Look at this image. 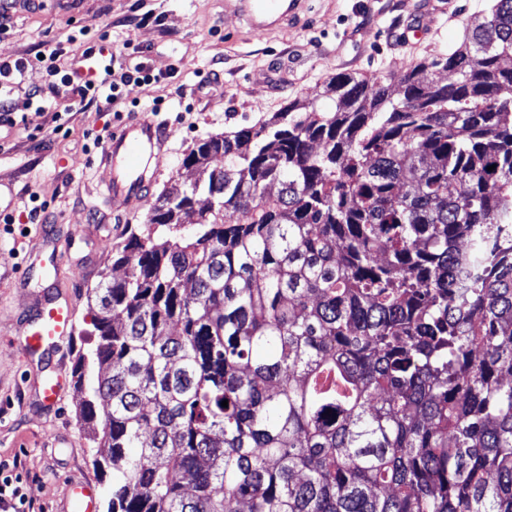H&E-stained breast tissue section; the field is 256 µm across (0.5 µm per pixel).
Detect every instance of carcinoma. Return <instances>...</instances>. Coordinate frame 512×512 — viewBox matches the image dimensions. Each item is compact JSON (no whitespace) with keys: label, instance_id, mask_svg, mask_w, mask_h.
Masks as SVG:
<instances>
[{"label":"carcinoma","instance_id":"cac0c4a2","mask_svg":"<svg viewBox=\"0 0 512 512\" xmlns=\"http://www.w3.org/2000/svg\"><path fill=\"white\" fill-rule=\"evenodd\" d=\"M467 41L185 155L76 368L106 512H512V0Z\"/></svg>","mask_w":512,"mask_h":512}]
</instances>
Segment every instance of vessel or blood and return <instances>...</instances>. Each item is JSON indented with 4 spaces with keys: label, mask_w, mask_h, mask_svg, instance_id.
<instances>
[{
    "label": "vessel or blood",
    "mask_w": 512,
    "mask_h": 512,
    "mask_svg": "<svg viewBox=\"0 0 512 512\" xmlns=\"http://www.w3.org/2000/svg\"><path fill=\"white\" fill-rule=\"evenodd\" d=\"M233 14L241 17L253 31H268L291 20L303 0H227ZM169 124L156 115L146 114L119 122L92 165L99 180V194L113 213H121L133 202L145 199L158 179L152 161L167 150ZM74 302L58 300L43 292L31 315L21 324L16 336H0L20 352L52 350L73 335ZM67 375L55 368L39 387L42 402L56 406L64 392ZM70 512H97L96 486L84 479L71 480L66 486Z\"/></svg>",
    "instance_id": "obj_1"
}]
</instances>
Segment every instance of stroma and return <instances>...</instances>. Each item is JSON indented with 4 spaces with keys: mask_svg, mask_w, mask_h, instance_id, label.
I'll use <instances>...</instances> for the list:
<instances>
[{
    "mask_svg": "<svg viewBox=\"0 0 512 512\" xmlns=\"http://www.w3.org/2000/svg\"><path fill=\"white\" fill-rule=\"evenodd\" d=\"M494 0H308L293 24L269 33H249L245 23L226 13L224 0H44L41 9L17 13L0 48L17 57L45 45L66 43L80 27L91 37L109 33L114 66L129 65L123 47L131 42L146 52L159 74L157 82L129 85L116 104L98 102L73 114L62 132H54V111L72 102L67 87L49 97L41 109L29 92L42 85L40 70H28L10 101L22 124L0 131V183L13 194L12 215L38 198L48 223L75 243L64 268L72 282L75 331L63 341L59 357L75 371L79 357L94 342L85 329L95 306L93 290L103 276H121L111 256L92 257L86 235L93 214L103 219V234L121 248L130 233L145 232L153 201L136 204L133 213L117 216L97 205L92 159L100 152L95 136H109L121 118L149 111L162 100L173 136L161 157L155 192L172 181H187L184 155L200 139L237 126L253 125L294 98L315 99L326 80L352 73L393 83L421 60L458 47L466 25L488 16ZM432 12L436 24L424 39L414 37L415 17ZM156 15L144 25V14ZM38 225L0 223V268L13 279L0 284V332L15 333L20 315L34 306L37 281L20 287L16 276L41 246ZM41 353L25 355L0 346V461L18 462L27 512H62L65 484L71 477L105 478L95 466L94 448L78 417L79 395L67 387L54 408L43 407L39 383L50 374Z\"/></svg>",
    "mask_w": 512,
    "mask_h": 512,
    "instance_id": "35a3bbf8",
    "label": "stroma"
}]
</instances>
